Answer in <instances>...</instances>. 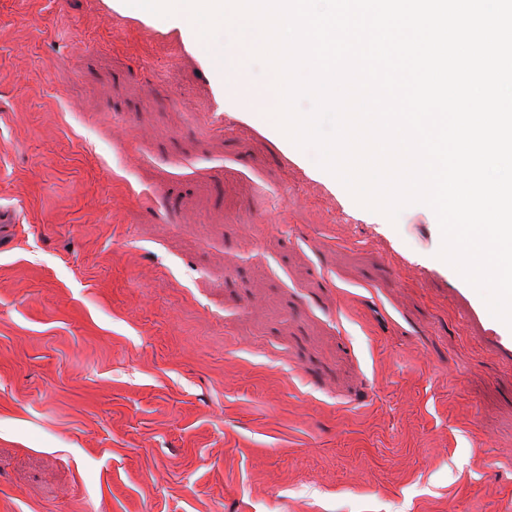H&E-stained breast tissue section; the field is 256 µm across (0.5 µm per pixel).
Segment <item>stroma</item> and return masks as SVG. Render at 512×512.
<instances>
[{
  "mask_svg": "<svg viewBox=\"0 0 512 512\" xmlns=\"http://www.w3.org/2000/svg\"><path fill=\"white\" fill-rule=\"evenodd\" d=\"M0 0V512H512V328L178 29Z\"/></svg>",
  "mask_w": 512,
  "mask_h": 512,
  "instance_id": "1",
  "label": "stroma"
}]
</instances>
